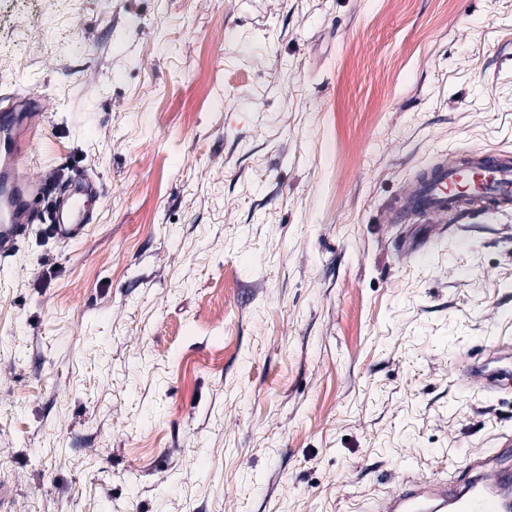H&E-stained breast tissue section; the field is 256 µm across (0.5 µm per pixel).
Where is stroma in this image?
Here are the masks:
<instances>
[{
    "instance_id": "35a3bbf8",
    "label": "stroma",
    "mask_w": 512,
    "mask_h": 512,
    "mask_svg": "<svg viewBox=\"0 0 512 512\" xmlns=\"http://www.w3.org/2000/svg\"><path fill=\"white\" fill-rule=\"evenodd\" d=\"M23 175L100 198L0 258V512H374L512 436V0H0ZM471 160L485 168L481 195L493 200H509L512 198V158L509 155H489L479 149L466 151ZM464 172L455 165L435 163L422 178L411 198L410 209L417 214L448 212L454 208L452 200ZM99 196L96 183L83 178L61 189L55 200L50 220L55 234L63 240H73L84 234L90 217L80 205L81 197Z\"/></svg>"
}]
</instances>
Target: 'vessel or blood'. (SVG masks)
Returning <instances> with one entry per match:
<instances>
[{
  "mask_svg": "<svg viewBox=\"0 0 512 512\" xmlns=\"http://www.w3.org/2000/svg\"><path fill=\"white\" fill-rule=\"evenodd\" d=\"M471 160L483 168L482 196L495 200L512 198V157L489 155L479 149L469 152ZM23 164L22 149L11 146L0 155V254L13 250L24 233V220L32 204L45 193L40 180L23 179L18 171ZM464 173L454 165L435 163L422 178L411 198L410 208L417 214L453 210V196ZM96 183L84 178L61 189L55 200L50 220L55 234L63 240L80 237L90 222L81 207L85 196L98 195ZM506 488L501 473L494 468L480 469L465 486L445 488L430 493L428 482H419L415 491L398 492L387 503L384 512H504Z\"/></svg>",
  "mask_w": 512,
  "mask_h": 512,
  "instance_id": "b4317fda",
  "label": "vessel or blood"
}]
</instances>
